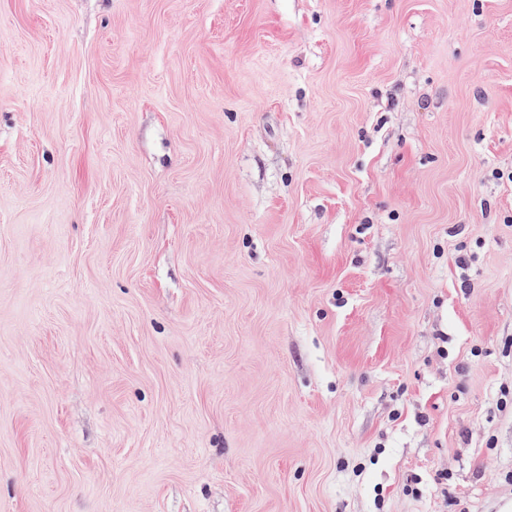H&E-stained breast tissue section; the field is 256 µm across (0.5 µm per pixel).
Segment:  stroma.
I'll list each match as a JSON object with an SVG mask.
<instances>
[{
  "instance_id": "obj_1",
  "label": "stroma",
  "mask_w": 512,
  "mask_h": 512,
  "mask_svg": "<svg viewBox=\"0 0 512 512\" xmlns=\"http://www.w3.org/2000/svg\"><path fill=\"white\" fill-rule=\"evenodd\" d=\"M512 505V0H0V512Z\"/></svg>"
}]
</instances>
